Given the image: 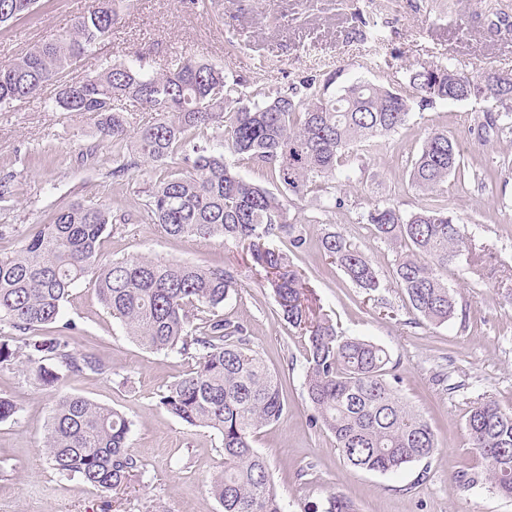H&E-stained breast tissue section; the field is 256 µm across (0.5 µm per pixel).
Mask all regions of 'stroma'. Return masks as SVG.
Returning a JSON list of instances; mask_svg holds the SVG:
<instances>
[{
    "mask_svg": "<svg viewBox=\"0 0 512 512\" xmlns=\"http://www.w3.org/2000/svg\"><path fill=\"white\" fill-rule=\"evenodd\" d=\"M90 3L38 0L29 15L0 28V65L55 39ZM359 12L369 25L356 22ZM186 57L222 68L253 93H283L304 77L329 73L339 89L362 81L406 92L410 67L425 62H450L475 76L512 72V0H123L111 38L98 46L95 60L77 62L68 76L85 78L95 63L107 61L151 74ZM488 107L474 99L440 102L413 111L397 133L354 147L351 179L341 191L345 204L333 212H323L312 196L286 195L291 218L307 231L305 249L290 260L307 274L310 307L346 335L389 352L395 387L436 435L434 457L398 473L349 467L334 438L312 424L306 345L246 252L174 238L157 224H123L104 240L105 262L143 254L233 267L241 290L223 311L247 325L252 349L282 380L286 410L256 434L254 446L286 512H304L335 492L350 497L357 512H512V498L485 488L465 491L455 480L461 469L483 468L466 428L473 399L481 394L512 412V130L479 135ZM436 128L458 141L465 167L464 177L449 176L439 194L486 254L481 272L462 262L444 272L456 311L441 325L418 319L393 281L400 246L358 220L381 202L407 214L425 204L426 195L410 185V161ZM112 167V149L93 119L57 111L50 94L0 109V175L15 176L13 196L0 202V257L19 250L65 203L139 209L145 188L166 170L143 160L129 180L116 182ZM327 232L346 235L371 261L381 281L377 291L366 292L329 264L319 246ZM63 318L76 326L72 345L96 354L108 371L46 388L19 365L0 368V397L19 409L15 421L0 423V512H222L209 487L224 467L220 435L158 405L159 394L189 363L132 341L89 283L72 289ZM66 393L116 408L130 421L128 448L143 470L121 490H97L47 463L42 444L49 409Z\"/></svg>",
    "mask_w": 512,
    "mask_h": 512,
    "instance_id": "35a3bbf8",
    "label": "stroma"
}]
</instances>
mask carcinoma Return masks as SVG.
Returning <instances> with one entry per match:
<instances>
[{
  "label": "carcinoma",
  "instance_id": "cac0c4a2",
  "mask_svg": "<svg viewBox=\"0 0 512 512\" xmlns=\"http://www.w3.org/2000/svg\"><path fill=\"white\" fill-rule=\"evenodd\" d=\"M36 0H0V25L29 14ZM114 0H92L71 27L54 40L31 47L0 65V107L54 91L61 112L88 114L112 143L123 179L138 159L184 167L168 170L134 212L102 203L74 201L59 207L50 223L29 237L14 255L0 258V366L19 363L44 387L70 376L106 373L93 353L65 339L74 329L62 321L71 289L89 280L107 313L128 336L151 351L173 353L192 368L167 386L158 403L183 422L217 431L224 448V470L211 490L223 512H285L266 459L253 447L255 434L278 422L285 403L276 373L250 347L247 326L219 313L238 292L232 268L175 264L135 255L100 262L103 234L115 224H158L175 238L220 240L246 249L254 265L271 276L269 284L285 321L306 344L305 388L313 420L335 439L343 461L357 469L388 473L432 457L437 439L430 424L391 385V357L381 346L340 336L331 320L307 318L302 303L305 271L290 264L278 246L286 239L295 253L307 237L289 218L283 196L241 177L224 153L199 141L224 145L270 169L295 194H311L326 212L342 205L336 179L350 180L346 154L377 136L397 132L411 112L442 101L483 99L481 130L504 131L498 121L512 118V87L491 94L490 70L465 87L454 65L422 63L410 70L413 94L368 82L330 92L331 74L301 81V90L251 100L238 80L202 61L186 58L164 73L145 75L125 62L97 65L95 73L70 81L67 72L82 59L95 58L97 45L112 35ZM148 118L131 123L130 109ZM457 140L444 130L425 137L410 171L411 185L438 191L460 166ZM380 238L403 246L393 270L418 317L443 324L456 301L441 271L479 254L461 229V217L442 204L409 215L377 204L364 216ZM321 249L357 286L376 291L381 282L369 259L343 234L328 232ZM473 453L485 471L457 473L459 486L487 484L512 498V412L480 399L466 419ZM131 423L119 410L83 396L54 401L44 437V454L56 472L103 491L116 490L140 473L143 464L127 448ZM305 512H356L351 499L334 494Z\"/></svg>",
  "mask_w": 512,
  "mask_h": 512
}]
</instances>
